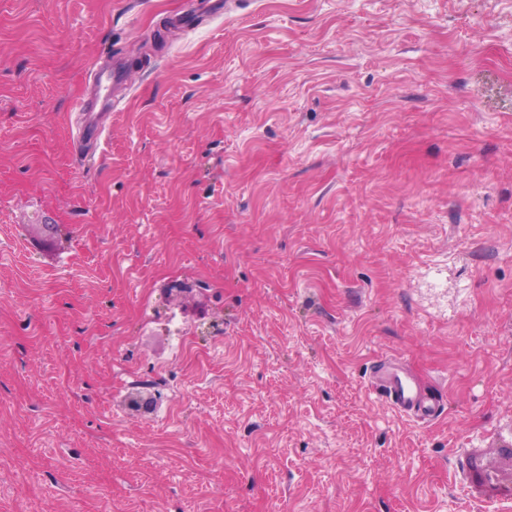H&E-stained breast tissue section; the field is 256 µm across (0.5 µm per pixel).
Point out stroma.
<instances>
[{
	"label": "stroma",
	"mask_w": 512,
	"mask_h": 512,
	"mask_svg": "<svg viewBox=\"0 0 512 512\" xmlns=\"http://www.w3.org/2000/svg\"><path fill=\"white\" fill-rule=\"evenodd\" d=\"M223 2L0 0V512H512V0ZM372 371L369 389L395 411L420 423H429L444 410L442 394L424 393L401 368L380 362ZM501 456L498 464L475 468L473 481L488 489L508 488L512 495V448L502 449Z\"/></svg>",
	"instance_id": "1"
}]
</instances>
